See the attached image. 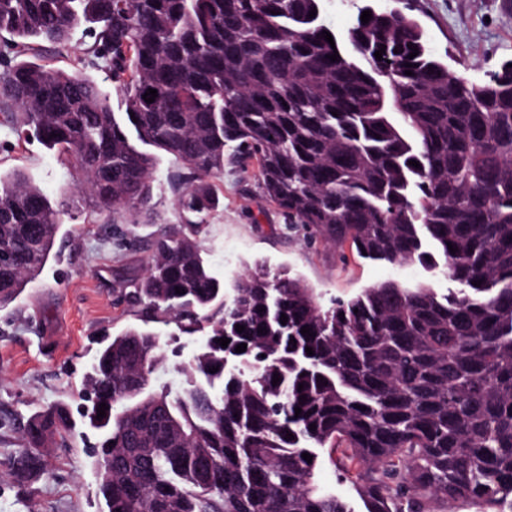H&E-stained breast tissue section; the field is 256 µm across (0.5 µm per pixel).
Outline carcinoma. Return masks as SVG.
Instances as JSON below:
<instances>
[{
    "instance_id": "obj_1",
    "label": "carcinoma",
    "mask_w": 512,
    "mask_h": 512,
    "mask_svg": "<svg viewBox=\"0 0 512 512\" xmlns=\"http://www.w3.org/2000/svg\"><path fill=\"white\" fill-rule=\"evenodd\" d=\"M323 2L0 0L13 132L83 162L81 192L114 215L150 210L156 156L141 146L181 165L183 219L120 287L208 337L175 394L151 385L165 360L156 334L129 328L98 350L86 386L106 512H351L314 480L319 448L342 449L368 512L437 500L495 512L512 498V62L473 82L429 53L404 9L364 5L372 18L342 37ZM78 27L83 66L115 84L122 118L94 80L26 59L32 41L63 44ZM226 162L308 242L441 267L466 289L385 281L324 307L301 277L258 265L224 291L196 235ZM59 228L39 187L0 176L1 305L41 271ZM74 429L60 403L35 412L10 475L39 472Z\"/></svg>"
}]
</instances>
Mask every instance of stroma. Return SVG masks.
<instances>
[{"mask_svg": "<svg viewBox=\"0 0 512 512\" xmlns=\"http://www.w3.org/2000/svg\"><path fill=\"white\" fill-rule=\"evenodd\" d=\"M407 12L421 25L429 50L471 81L485 80L512 58V0H407ZM86 47L77 31L65 44H38V60L79 74ZM174 167L170 156H159L151 181L152 217L116 224L79 192L83 172L75 158L34 140L18 143L15 133L0 125V175L25 173L61 213L44 268L0 307V512H101L99 471L90 455L96 433L76 427L66 442L51 448L47 470L20 484L9 476L8 460L23 425L54 402L79 415V391L96 352L127 327L158 334L167 356L158 380L175 387L183 382L181 367L204 343L203 333L179 334L164 316L118 291L120 278L142 275L154 239L180 221L169 184ZM215 185L220 205L207 216L197 240L224 286L262 262L301 276L325 306L386 280L440 293L461 289L440 270L417 263L393 266L357 256L343 262L331 248L310 246L302 235L289 232L284 219L256 194L248 175L232 167H225ZM316 480L352 512H366L330 449L319 451Z\"/></svg>", "mask_w": 512, "mask_h": 512, "instance_id": "35a3bbf8", "label": "stroma"}]
</instances>
